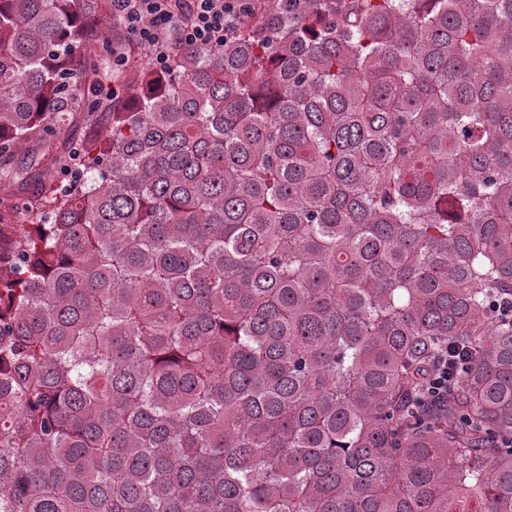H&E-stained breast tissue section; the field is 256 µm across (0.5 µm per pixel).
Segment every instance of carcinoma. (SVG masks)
Masks as SVG:
<instances>
[{
    "label": "carcinoma",
    "mask_w": 512,
    "mask_h": 512,
    "mask_svg": "<svg viewBox=\"0 0 512 512\" xmlns=\"http://www.w3.org/2000/svg\"><path fill=\"white\" fill-rule=\"evenodd\" d=\"M105 7L0 0V156ZM107 121L0 273V512H512V0H275Z\"/></svg>",
    "instance_id": "carcinoma-1"
}]
</instances>
